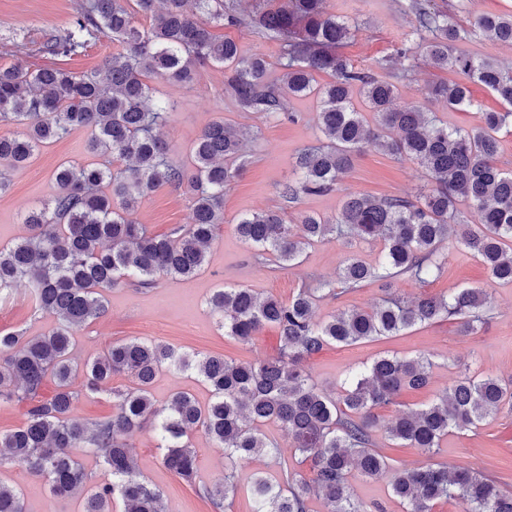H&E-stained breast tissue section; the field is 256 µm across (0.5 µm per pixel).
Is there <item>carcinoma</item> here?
Here are the masks:
<instances>
[{"mask_svg":"<svg viewBox=\"0 0 512 512\" xmlns=\"http://www.w3.org/2000/svg\"><path fill=\"white\" fill-rule=\"evenodd\" d=\"M137 13L152 19L137 26L127 0H85L71 29L47 38L39 48L46 58H69L98 36L119 49L96 70L75 72L56 65L36 68L0 64V122L17 130L0 133V195L9 189L8 171L24 166L35 152L62 140L78 128L90 132L88 149L100 161L63 164L55 171L56 193L24 217L29 234L0 248V294L21 281L32 285L34 311L55 318L48 332L25 338L0 331V404L26 405L23 422L0 433L8 460L49 483L55 496L81 491L82 512H165L162 493L141 479L127 436L145 426L162 449V463L210 504L226 512L239 491L252 501V512H308L309 498L323 500L326 512H368L350 492L352 469L363 476H385L393 496L406 512H434L440 502L454 501L459 512H512V492L497 480L470 469L448 471L432 460L454 428H476L512 401V388L493 377L462 372L423 408L404 413L386 425L389 439L404 442L431 458L416 468H394L376 448L379 427L375 408L393 403L406 389L429 384L432 360L381 355L354 372L333 397L312 382L305 362L327 344L351 345L396 336L416 324L443 318L460 321L471 333L487 320L482 288H461L447 296L414 300L388 297L366 311L341 309L328 320L314 319L318 300H337L372 281L407 276L423 282L437 277L445 263L439 252L448 236L457 237L478 258L493 282H512V171L497 164V134L512 117V68L471 56L463 47L469 30L446 12L412 0L414 16L399 57L408 66L390 64L380 76L358 68L336 49L356 26L324 12L323 0H262L249 15L250 24L279 43L285 81H266L265 55H246L212 28L243 22L237 0H134ZM475 28L512 44V13L484 14ZM423 61L452 69L467 82H441L428 95L450 109L473 107L469 84L490 90L504 112L483 113L484 125L471 131L439 125L419 105L393 107L394 80ZM224 67V82L239 107L272 115L285 96L313 93L315 72L332 75L318 90L317 124L325 143L296 159L299 178L282 186L280 195L295 203L303 195L337 189L340 175L363 147H377L397 159L417 162L430 182L424 201L350 194L334 220L303 214L288 223L274 211H256L236 224L240 238L259 255L271 253L279 268H290L304 246L329 235L347 242L381 245L378 265L351 254L342 262L338 282L301 288L281 300L260 297L249 288L224 287L208 300L224 335L246 341L264 326L279 332L280 352L271 360L237 363L222 356L178 353L158 343L133 339L114 343L78 366L72 358L73 336L106 312L104 292L122 284L150 286L158 276L189 278L207 260V249L224 223V189L244 167L246 133L222 120L207 124L190 148V164L169 159L167 144L155 133L167 119L164 101L151 107L156 76L190 86L198 70ZM358 91L372 112L365 122L352 105ZM184 191L192 223L167 234H152L131 213L141 199L160 186ZM476 207L481 224L460 219L457 202ZM165 367L192 370L211 392L201 405L178 391L158 405L151 395L156 375ZM85 372L91 394L109 391L112 418L87 425L71 417L79 393L78 371ZM130 387H113L118 376ZM52 382V394L40 392ZM276 422L288 432L294 453L310 465L312 477L290 471L279 480L264 474L246 488L235 481L237 465L279 454L261 426ZM202 432L224 452V477L212 484L198 475L189 434ZM102 459L112 481L86 485L88 475L78 452ZM0 512H27L23 493L0 480Z\"/></svg>","mask_w":512,"mask_h":512,"instance_id":"1","label":"carcinoma"}]
</instances>
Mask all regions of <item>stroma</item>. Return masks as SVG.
I'll list each match as a JSON object with an SVG mask.
<instances>
[{
	"label": "stroma",
	"mask_w": 512,
	"mask_h": 512,
	"mask_svg": "<svg viewBox=\"0 0 512 512\" xmlns=\"http://www.w3.org/2000/svg\"><path fill=\"white\" fill-rule=\"evenodd\" d=\"M82 0H0V63L25 66L43 65L38 47L46 38L69 30ZM411 0H325L328 14L355 20L359 29L341 55L354 65L377 69L379 62L392 60L411 27L408 10ZM431 8L451 14L460 25L470 27L476 16L512 12V0H430ZM214 34L233 39L243 53L265 54L270 66L268 78L280 81L284 73L279 62L277 43L266 39L249 23L217 26ZM456 72L418 64L399 81L396 106L420 103L435 112L451 127L469 129L480 125L485 110H501L499 99L485 87H471L474 107L446 109L442 103L426 98L427 86L456 79ZM158 98L171 105L168 122L158 134L169 145L173 161L183 164L191 143L210 121L226 122L249 131L247 163L224 191V224L213 242L208 262L191 278L162 276L149 287L123 285L107 294V311L80 331L73 356L77 362L93 359L112 343L140 339L161 342L187 353L221 355L226 359L255 362L278 354L279 337L273 327L263 328L250 342L226 336L218 318L207 305L210 294L224 286L252 289L255 293L288 299L299 288L317 287L338 278L341 262L350 253L367 263H375L380 246L376 243L350 245L328 238L306 247L291 269H280L273 255L257 256L254 248L237 236L235 225L248 213L260 210L283 211L287 221L299 214L311 213L326 219L336 218L347 194L363 193L375 197L404 196L419 198L427 189L421 168L413 161L398 160L374 147L365 148L345 172L336 191L324 195H304L294 204L285 203L280 188L296 179V156L305 148L324 140L316 123L319 101L316 96L290 97L285 101V116L269 117L241 110L224 84L219 66L201 68L190 87L173 85L148 77ZM89 133L72 131L69 137L41 148L23 167L10 174L9 191L0 196V247L9 246L26 236L25 214L49 199L55 192L53 174L66 162H90L86 150ZM191 210L182 191L163 186L142 200L132 218L155 234L189 223ZM447 257L437 278L418 282L405 276L390 282L373 281L344 294L339 300L318 301L316 320L328 319L340 309H370L382 298L438 296L460 288H482L487 293L488 321L476 332L464 335L454 320H439L411 327L397 336L349 346L329 345L313 355L306 367L319 388L331 393L355 370L383 354L430 355L433 362L426 388L402 392L396 402L378 409L381 422H389L401 412L429 402L448 386L460 370L479 376H491L512 383V283L491 282L484 266L455 239L441 246ZM54 324L49 316L34 314L30 287L19 284L12 293L0 297V330L23 331L38 336ZM177 391L193 394L207 403L210 394L193 371L163 370L156 377L152 394L156 403H164ZM266 436L279 445L280 459H257L238 465L236 480L247 486L254 475L264 471L279 476L281 467L309 473L299 464L288 434L278 424L263 428ZM137 455L145 481L160 489L166 512H211L195 489L167 470L161 462L151 429L137 431L128 438ZM437 461L449 467H469L493 474L504 489L512 490V405L472 429L451 430L441 444ZM0 480L22 490L27 512H79V496H53L45 482L33 479L21 466L0 464ZM351 491L355 498L370 506L372 512H405L391 492L386 479L366 478L352 472Z\"/></svg>",
	"instance_id": "obj_1"
}]
</instances>
